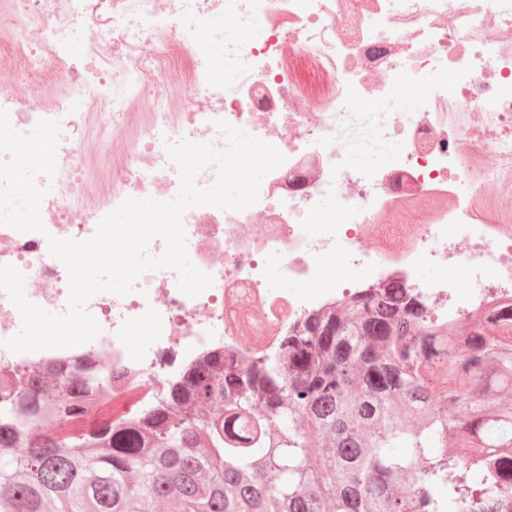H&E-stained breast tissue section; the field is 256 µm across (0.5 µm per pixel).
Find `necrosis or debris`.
<instances>
[{
	"label": "necrosis or debris",
	"mask_w": 512,
	"mask_h": 512,
	"mask_svg": "<svg viewBox=\"0 0 512 512\" xmlns=\"http://www.w3.org/2000/svg\"><path fill=\"white\" fill-rule=\"evenodd\" d=\"M93 1L102 23L87 21ZM229 17L256 35L229 43L228 85L210 43ZM3 72L15 130L60 125L56 171L36 179L43 231L0 225V266L55 314L68 273L50 238H92L129 197L175 198L168 145L219 143L224 120L285 161L247 209L184 213L188 256L213 278L198 296L174 270L147 271L132 293L89 301L94 340L14 353L3 342L21 317L0 290V391L66 360L111 375L132 415L183 365L276 351L364 288L418 295L457 322L512 300V0H0ZM402 80L409 94L393 96ZM329 205L337 223L321 221ZM144 319L150 339L131 345Z\"/></svg>",
	"instance_id": "obj_1"
}]
</instances>
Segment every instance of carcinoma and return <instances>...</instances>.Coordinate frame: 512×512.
Returning <instances> with one entry per match:
<instances>
[{"instance_id": "obj_1", "label": "carcinoma", "mask_w": 512, "mask_h": 512, "mask_svg": "<svg viewBox=\"0 0 512 512\" xmlns=\"http://www.w3.org/2000/svg\"><path fill=\"white\" fill-rule=\"evenodd\" d=\"M105 393L64 361L0 393V512H512V304L463 336L369 290L84 422Z\"/></svg>"}]
</instances>
